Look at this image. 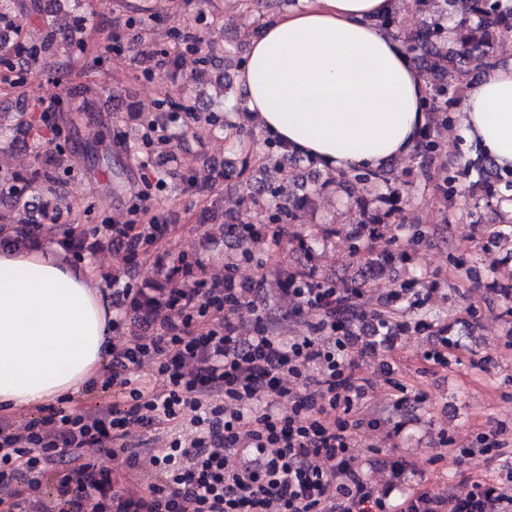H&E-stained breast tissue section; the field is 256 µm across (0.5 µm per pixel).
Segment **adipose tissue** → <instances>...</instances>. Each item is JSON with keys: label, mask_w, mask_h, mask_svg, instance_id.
Wrapping results in <instances>:
<instances>
[{"label": "adipose tissue", "mask_w": 512, "mask_h": 512, "mask_svg": "<svg viewBox=\"0 0 512 512\" xmlns=\"http://www.w3.org/2000/svg\"><path fill=\"white\" fill-rule=\"evenodd\" d=\"M396 0H296L249 42L237 79L264 135L325 171L410 157L430 122L426 83L377 21ZM460 136L512 169V66L483 71ZM111 298L95 271L34 244L0 249V411L77 390L111 349Z\"/></svg>", "instance_id": "adipose-tissue-1"}]
</instances>
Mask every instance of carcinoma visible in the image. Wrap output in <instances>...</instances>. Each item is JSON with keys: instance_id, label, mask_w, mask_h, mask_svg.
<instances>
[{"instance_id": "cac0c4a2", "label": "carcinoma", "mask_w": 512, "mask_h": 512, "mask_svg": "<svg viewBox=\"0 0 512 512\" xmlns=\"http://www.w3.org/2000/svg\"><path fill=\"white\" fill-rule=\"evenodd\" d=\"M234 2L239 14L247 20L246 32H258L263 26L262 18L257 16L261 0ZM19 9V0H0V49L9 47V53L26 68L41 73L59 70L65 66V62L56 55L59 44L71 47L84 44V16L76 14L70 21L58 24L52 18H45L35 3L31 5L29 15L34 28L42 30V36L37 39L19 38L21 31L13 27V19ZM378 25L389 34L404 38L407 51L417 61L427 83L423 107L432 114V121L420 137L411 160L424 181L434 183L437 195L448 208L455 207L459 196L467 198L468 217L472 223L480 222L482 210L494 211L499 227L482 244V248L502 250L505 252L503 262H511L512 173H502L494 161L479 150L475 151V158L468 159L462 166L445 165L441 162L443 147L437 128L439 123L450 120L451 108L463 100L465 89L475 82L482 69L500 64L509 56L512 49V0H410L408 13L383 17ZM187 52L200 55L203 68L197 71L199 75L209 71V67L220 58L213 43L201 37L188 41L179 32L170 47L160 50L165 58V70L159 74L161 82L171 85L186 82L179 61ZM240 111L242 107L238 104L231 109L222 105L203 109L189 100L172 102L167 121H173L181 112H189L195 119H203L222 130L236 127L232 117ZM251 148L260 157L259 169L264 178L250 175L238 181L237 186L242 190L241 202L253 209L260 223L302 227L314 196L334 192L346 183H371L378 192L370 198L355 200L358 219L349 234L352 255L358 259V265L385 275L412 261L415 253L427 243L428 231L407 212L419 184L398 181L391 166L327 172L300 194L293 171L288 169L300 157L286 153L270 141L254 140ZM53 165L52 161L42 167L23 162L18 169L0 174V185L11 190V195L16 198L30 192L38 208L59 213L64 192L55 183ZM167 174L170 180L191 183L202 192L212 188L219 178L227 180L232 177L228 170L220 177L211 173L204 178L185 176L177 169H170ZM464 180L468 185L460 192L458 187ZM15 212L16 218L11 220L0 215V240L22 246L32 239L36 228L31 224L28 202H23ZM401 229L407 232V248L404 250L395 247L394 231ZM382 238L387 239L386 246L375 249L372 241ZM449 262L454 275L464 279L479 277V270L467 251L450 256ZM303 274L302 270L280 265L275 268L270 285L284 288ZM488 278L502 299H512V272L504 282L500 279V268L492 267ZM427 287V282L416 277L396 284L385 309L374 315L370 335L380 337L383 342L388 341L400 328L396 321L398 305L407 302L417 310L424 309V290ZM362 317L363 311L355 301L336 307V320L348 330L355 327Z\"/></svg>"}]
</instances>
